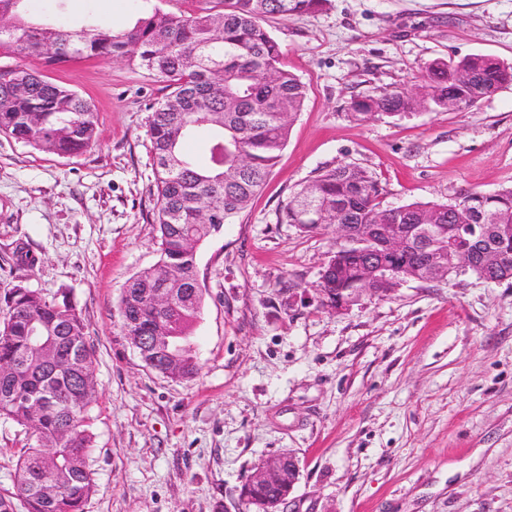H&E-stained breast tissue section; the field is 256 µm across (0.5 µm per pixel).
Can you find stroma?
<instances>
[{"label": "stroma", "mask_w": 512, "mask_h": 512, "mask_svg": "<svg viewBox=\"0 0 512 512\" xmlns=\"http://www.w3.org/2000/svg\"><path fill=\"white\" fill-rule=\"evenodd\" d=\"M137 8L28 0L27 14L118 26ZM265 26L307 99L262 192L197 252L194 378L145 367L118 310L159 258L147 130L164 82L122 59L53 66L94 105L96 143L58 156L0 135V297L68 289L96 349L85 512H254L243 484L288 451L301 469L280 512H512V284L411 280L337 311L315 289L335 231L278 221L299 184L341 162L372 172L389 206L512 186V84L462 111L349 109L417 91L436 59L512 64V0H330ZM29 444L0 421L1 494Z\"/></svg>", "instance_id": "1"}]
</instances>
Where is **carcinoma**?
Returning <instances> with one entry per match:
<instances>
[{
    "instance_id": "obj_1",
    "label": "carcinoma",
    "mask_w": 512,
    "mask_h": 512,
    "mask_svg": "<svg viewBox=\"0 0 512 512\" xmlns=\"http://www.w3.org/2000/svg\"><path fill=\"white\" fill-rule=\"evenodd\" d=\"M25 0H0V58L14 60L9 78L0 75V134L59 156L84 152L96 140L93 106L75 91L43 74V67L73 59L125 58L167 82L170 92L154 107L148 138L156 165L155 230L158 261L133 275L123 290L119 314L130 345L138 336H168L163 353L147 347L151 370L172 379L198 373L190 336L202 304L196 263L200 245L245 211L261 192L284 150L291 125L301 112L307 88L282 64L279 43L264 26L266 18L314 12L329 0H219L185 16L155 7L133 25L89 24L68 30L26 18ZM512 84V65L484 55L425 66L421 90H394L354 99L361 121L395 117L428 105L453 111ZM190 138L202 139L209 153L199 164L183 153ZM282 224L302 233L347 224L356 234L374 224L393 232L409 224H436L457 246L492 252L499 262L475 267L501 283L512 281V188L460 194L457 210L435 201L385 206L382 188L365 168L339 163L318 172L290 196ZM381 260L408 280L445 282V266L429 268L413 238L397 251L380 248ZM335 263L319 295L353 288L365 273L357 250L336 249ZM168 302L156 306L159 289ZM42 336L34 348V332ZM95 350L66 289L47 297L21 283L0 300V419L21 427L34 444L19 458L13 491L0 494V512H85L94 492V434L89 430L96 393ZM27 395L41 402L32 412Z\"/></svg>"
}]
</instances>
